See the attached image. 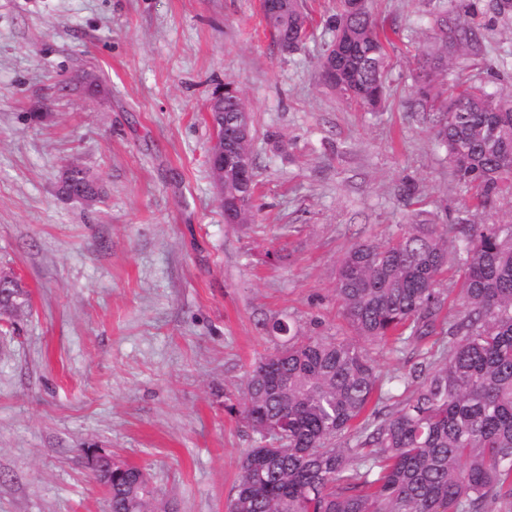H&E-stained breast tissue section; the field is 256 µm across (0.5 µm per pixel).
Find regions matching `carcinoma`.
I'll return each mask as SVG.
<instances>
[{"label": "carcinoma", "mask_w": 512, "mask_h": 512, "mask_svg": "<svg viewBox=\"0 0 512 512\" xmlns=\"http://www.w3.org/2000/svg\"><path fill=\"white\" fill-rule=\"evenodd\" d=\"M469 0L433 14V44L417 61L415 106L426 114L457 181L484 212L512 188V128L488 135L512 115L483 111L496 95L485 83L448 82L452 61L481 50V28L466 21ZM274 42L282 28L302 29L288 52L309 37L308 16L295 3L282 21L264 14ZM325 26L334 38L323 58L326 85L367 108L383 101L387 44L370 7L352 14L345 0ZM456 111H448V101ZM235 102L212 113L224 135ZM256 166L251 141L227 144L234 163ZM66 194L89 190L85 172L70 165ZM221 199L224 223L253 220L257 182L245 187L234 167ZM455 242L448 251V241ZM463 268L461 309L444 319L453 284L441 287L448 263ZM0 316L25 305L14 283ZM336 295L358 339L305 336L280 318L262 329L281 338L248 373L245 400L225 410L242 419L253 445L241 456L226 512H512V224H452L441 230L423 213L388 241L353 245L336 274ZM430 344L411 375L409 394L393 399L367 344ZM391 407L376 408L385 400ZM145 469L112 464L111 512H152Z\"/></svg>", "instance_id": "obj_1"}]
</instances>
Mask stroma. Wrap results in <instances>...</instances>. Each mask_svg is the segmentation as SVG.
Segmentation results:
<instances>
[{
	"label": "stroma",
	"mask_w": 512,
	"mask_h": 512,
	"mask_svg": "<svg viewBox=\"0 0 512 512\" xmlns=\"http://www.w3.org/2000/svg\"><path fill=\"white\" fill-rule=\"evenodd\" d=\"M437 2L371 0L400 36L368 110L319 75L336 0H303L312 34L292 53L260 0H0V273L29 294L0 320V512H109L95 448L144 467L175 512H225L252 441L224 403L277 344L260 320L355 338L345 252L418 209L476 215L410 108ZM477 13L484 51L454 76L512 84V16ZM227 82L252 117L249 224L225 223L205 161ZM73 163L97 201L63 193Z\"/></svg>",
	"instance_id": "stroma-1"
}]
</instances>
